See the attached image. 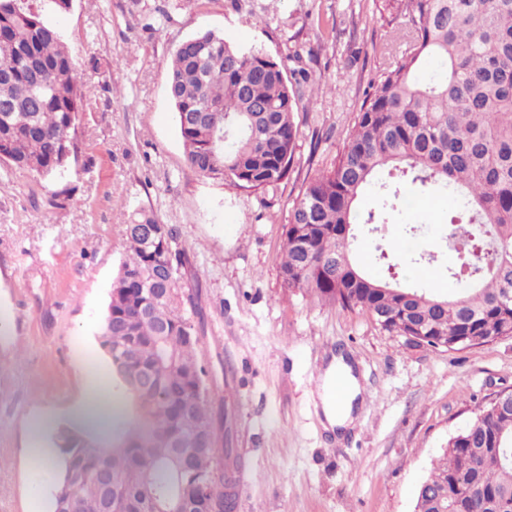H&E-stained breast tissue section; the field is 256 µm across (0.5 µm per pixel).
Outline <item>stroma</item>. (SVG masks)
<instances>
[{"mask_svg":"<svg viewBox=\"0 0 512 512\" xmlns=\"http://www.w3.org/2000/svg\"><path fill=\"white\" fill-rule=\"evenodd\" d=\"M84 75L78 153L39 176L0 163V512L51 503L56 474L28 453L37 405L64 423L86 385L112 393L100 324L126 257L124 222L152 213L187 259L181 286L199 291L208 396L224 406L236 512H413L414 496L475 405L512 389V338L463 350L412 347L361 310L284 288L285 229L306 184L331 170L360 105L387 61L384 0H43ZM226 40L304 63L337 91L303 85L290 172L277 189L228 187L187 163L167 94L172 55L189 37ZM450 201L435 190L360 233L356 259L383 278L377 248L404 258L437 251L430 269L452 296L446 242ZM420 233L409 239L406 225ZM355 371L354 428L334 438L314 393L335 355Z\"/></svg>","mask_w":512,"mask_h":512,"instance_id":"1","label":"stroma"}]
</instances>
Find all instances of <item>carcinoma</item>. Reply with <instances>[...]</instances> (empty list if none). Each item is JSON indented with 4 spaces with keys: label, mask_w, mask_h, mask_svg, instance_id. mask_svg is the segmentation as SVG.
Returning a JSON list of instances; mask_svg holds the SVG:
<instances>
[{
    "label": "carcinoma",
    "mask_w": 512,
    "mask_h": 512,
    "mask_svg": "<svg viewBox=\"0 0 512 512\" xmlns=\"http://www.w3.org/2000/svg\"><path fill=\"white\" fill-rule=\"evenodd\" d=\"M405 49L366 94L334 167L304 188L285 231L279 269L283 286L344 308H358L381 328L404 336L423 323L442 336L512 334V0H394ZM43 67L44 94L33 95L30 58ZM429 58L442 71L427 81L416 72ZM316 81L304 67L256 48L201 32L175 50L168 90L188 164L202 175L224 169L235 189L269 191L288 175L294 155L301 84ZM26 111L5 123L0 160L39 176L68 166L86 111L82 76L58 30L34 0H0V105ZM375 187L377 206L359 216L355 203ZM442 189L452 198L448 239H460L448 278L463 285L453 297L372 278L353 259L355 228L375 231L415 197ZM158 219L140 211L125 222L129 256L113 282L100 327L111 364L143 380L136 395L128 377L117 393L137 402L143 423L113 417L112 445L66 423L53 436L61 473L54 512H236V477L218 458L224 406L208 398L198 294L180 285L185 265L167 230L159 251L140 228ZM169 265L157 299L152 266ZM500 463L484 464L487 443ZM477 483L512 512V410L487 403L448 440L420 485L414 512H438L436 498ZM211 494L203 497L205 489Z\"/></svg>",
    "instance_id": "obj_1"
}]
</instances>
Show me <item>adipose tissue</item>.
<instances>
[{"mask_svg": "<svg viewBox=\"0 0 512 512\" xmlns=\"http://www.w3.org/2000/svg\"><path fill=\"white\" fill-rule=\"evenodd\" d=\"M360 384L344 357L333 358L321 376L317 395L327 428H343L351 420Z\"/></svg>", "mask_w": 512, "mask_h": 512, "instance_id": "adipose-tissue-1", "label": "adipose tissue"}]
</instances>
